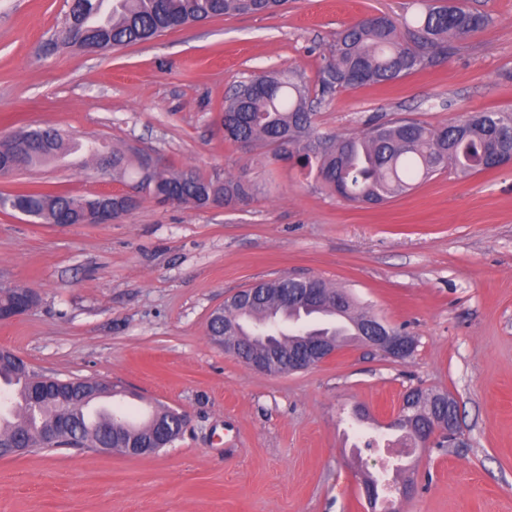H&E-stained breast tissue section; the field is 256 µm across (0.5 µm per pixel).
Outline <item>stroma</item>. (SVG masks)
I'll return each mask as SVG.
<instances>
[{
    "instance_id": "1",
    "label": "stroma",
    "mask_w": 512,
    "mask_h": 512,
    "mask_svg": "<svg viewBox=\"0 0 512 512\" xmlns=\"http://www.w3.org/2000/svg\"><path fill=\"white\" fill-rule=\"evenodd\" d=\"M492 21L419 73L326 96L316 133L436 127L512 112V0H466ZM419 0H289L104 53L50 50L66 0H0V142L50 126L164 165L256 183L252 200L197 210L143 200L109 224H41L0 210V287L36 306L0 323V349L61 379L121 387L118 405L186 413L149 457L59 447L0 458V512H512V167L445 169L389 202L344 201L295 161L253 160L225 140L224 100L251 76L297 69L309 85L339 31L403 22ZM132 181L89 163L0 174V193L73 196ZM319 278L416 344L401 360L349 342L321 365L257 372L211 342V311L278 277ZM415 387L456 400L459 438L416 450L413 497L369 509L382 453L355 448L348 418L402 447L388 422Z\"/></svg>"
}]
</instances>
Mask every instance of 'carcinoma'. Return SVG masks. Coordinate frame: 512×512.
I'll return each instance as SVG.
<instances>
[{
    "instance_id": "obj_1",
    "label": "carcinoma",
    "mask_w": 512,
    "mask_h": 512,
    "mask_svg": "<svg viewBox=\"0 0 512 512\" xmlns=\"http://www.w3.org/2000/svg\"><path fill=\"white\" fill-rule=\"evenodd\" d=\"M287 0H112V9L102 11V0H70L65 23L55 40L68 43V34L82 35L80 47L98 52L145 41L188 23L221 15H260L272 13ZM486 14L467 9L460 0H421V8L405 23L404 30L387 17L356 23L336 35L329 55L324 58L317 80V92L323 96L337 88L352 89L365 84H385L424 69L434 60L433 53L444 51L448 39L462 40L488 25ZM224 137L234 143L246 142L263 149L277 159H297L303 167L316 165L325 187L348 202L378 205L409 192L416 180L430 178L448 167L460 177L495 169L493 156L512 150V113L482 111L440 127L417 122L379 124L358 136H320L313 129V100L302 74L295 68L261 75L257 81L243 83L224 101L222 113ZM78 139L66 138L51 127L35 131L25 138L0 144V165L16 171L71 154ZM149 161L112 150V172L120 179L132 177L139 182V199L156 201L175 199L195 209L208 208L213 198L230 206L251 198L253 184L238 179L205 175L193 168L173 170L166 166L147 174ZM97 198H78L66 193L38 189L0 195V208L14 211L25 208L37 214L43 224H80L86 209ZM318 288L343 296L348 307L347 325H317L312 329L279 328L281 321L304 314L320 318L328 306L308 311L295 303H284L275 295L259 296L249 304L224 302V319L210 325L211 336H250L252 328L265 327L278 336L277 346L286 354L309 336L341 347L356 329L378 320L367 312L356 311L351 296L344 290L313 280ZM257 288H303L305 279L282 277L255 284ZM30 369L14 358H0V387L11 393V402L23 417L0 410V443L3 455L20 438L23 451L43 447L42 435L51 429L57 413L53 398L42 409L43 418L33 420L27 409ZM77 423L57 446H104L129 453L130 440L150 448H163L170 438L161 436L157 418L167 422L168 408L159 406L150 420L132 426L128 415H112L94 423L87 416L81 398L72 402ZM448 408L439 402H425L407 411L398 424L406 433L427 416L444 415Z\"/></svg>"
}]
</instances>
